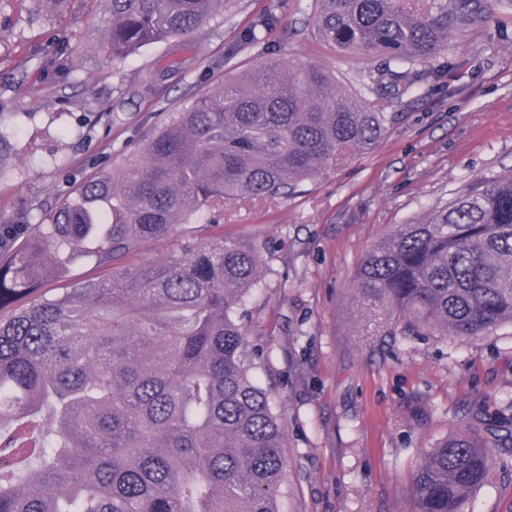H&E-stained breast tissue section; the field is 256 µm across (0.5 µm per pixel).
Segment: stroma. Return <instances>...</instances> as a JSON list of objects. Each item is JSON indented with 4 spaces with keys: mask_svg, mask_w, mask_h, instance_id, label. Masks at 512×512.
Segmentation results:
<instances>
[{
    "mask_svg": "<svg viewBox=\"0 0 512 512\" xmlns=\"http://www.w3.org/2000/svg\"><path fill=\"white\" fill-rule=\"evenodd\" d=\"M277 3L273 51L236 44ZM309 0H238L200 35L124 58L103 49V0H0V220L32 223L85 178L137 152L167 113L224 74L268 58L318 66L355 89L372 58L328 50ZM205 40L206 53L196 44ZM393 120L377 148L328 164L275 201L226 205L225 238L255 243L262 271L247 303L258 378L285 414L286 512H416L425 452L475 430L496 483L466 512H512V324L474 339L373 336L354 279L395 225L444 206L477 181L512 172V9L456 37L415 89L384 98Z\"/></svg>",
    "mask_w": 512,
    "mask_h": 512,
    "instance_id": "1",
    "label": "stroma"
}]
</instances>
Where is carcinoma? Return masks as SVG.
<instances>
[{"mask_svg": "<svg viewBox=\"0 0 512 512\" xmlns=\"http://www.w3.org/2000/svg\"><path fill=\"white\" fill-rule=\"evenodd\" d=\"M229 2L105 0L104 46L120 58L196 34ZM491 10L492 0H312L311 20L332 51L383 56L362 90L388 79L403 95ZM273 30L260 15L243 43ZM362 90L277 62L226 75L41 223L0 224V512H282V415L245 323L260 249L210 234L224 204L275 200L374 149L392 115ZM161 239L173 240L165 259L130 263ZM76 257L105 274L1 314ZM354 290L404 333L465 338L512 324V174L397 225L365 255ZM492 479L481 441L445 439L414 474L417 512H464Z\"/></svg>", "mask_w": 512, "mask_h": 512, "instance_id": "carcinoma-1", "label": "carcinoma"}]
</instances>
